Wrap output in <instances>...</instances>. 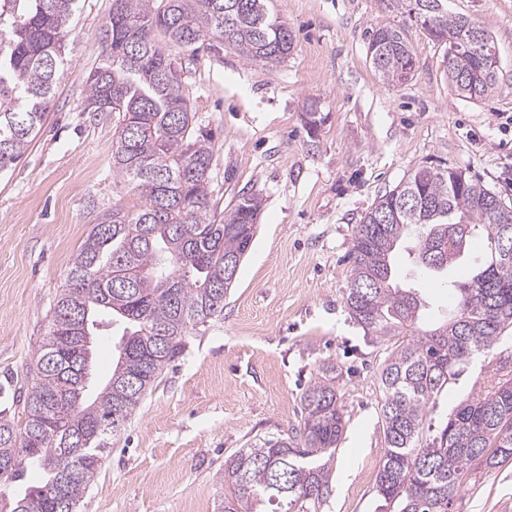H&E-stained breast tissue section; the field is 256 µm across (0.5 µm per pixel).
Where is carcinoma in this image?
I'll use <instances>...</instances> for the list:
<instances>
[{"label": "carcinoma", "instance_id": "carcinoma-1", "mask_svg": "<svg viewBox=\"0 0 512 512\" xmlns=\"http://www.w3.org/2000/svg\"><path fill=\"white\" fill-rule=\"evenodd\" d=\"M100 29L103 58L85 80L86 112H115L112 173L139 203L96 215L57 296L47 336L22 396L23 425L0 416V481L39 485L22 495L0 489V512L75 509L144 394L182 353L188 328L224 313L261 211L256 193L226 212L211 205L213 147L195 134V113L167 46L220 40L246 61L278 63L294 47L269 0H114ZM80 0H0V172L28 149L53 108ZM409 12L437 42L464 28L477 42L448 57V85L481 100L492 92L496 56L489 29L448 11V0H410ZM369 59L388 85L413 77L415 58L401 27H375ZM502 199L480 180L448 167L422 166L380 196L360 219L350 253L346 306L375 339L405 336L379 372L386 443L377 495L395 512H448L464 475L512 461V378L460 401L436 435L425 422L458 369L512 329V223ZM413 259L432 272L456 265L475 239L489 260L459 285L446 318L419 327L424 303L397 281L392 262L406 239ZM122 326L106 383L91 387L99 316ZM291 431L242 448L224 460L221 512H321L333 493L331 463L346 421L336 378L323 377L301 397Z\"/></svg>", "mask_w": 512, "mask_h": 512}]
</instances>
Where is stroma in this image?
<instances>
[{
    "label": "stroma",
    "instance_id": "obj_1",
    "mask_svg": "<svg viewBox=\"0 0 512 512\" xmlns=\"http://www.w3.org/2000/svg\"><path fill=\"white\" fill-rule=\"evenodd\" d=\"M113 0H81L68 38L69 64L54 106L23 158L0 173V410L21 420L18 393L31 369L72 259L99 211L134 196L112 175L116 121L85 109L83 78L99 63L101 24ZM449 12L490 30L498 60L482 100L448 86L445 49L407 8L387 0H273L294 36L284 61L248 63L231 46L173 47L199 134L214 152L211 202L229 209L258 194L253 245L224 314L187 336L113 440L83 512H219L224 460L300 421L301 396L336 368L346 426L323 512H380L376 477L386 453L379 371L389 342L366 336L345 305L355 227L380 195L422 165L443 163L481 180L512 205V0H448ZM376 26L405 28L412 79L387 85L367 54ZM323 122L309 133L305 114ZM482 242L434 274L400 254L405 286L445 315L453 285L483 267ZM512 370V336L468 364L427 418L446 422L463 399ZM450 512H512V463L472 470Z\"/></svg>",
    "mask_w": 512,
    "mask_h": 512
}]
</instances>
